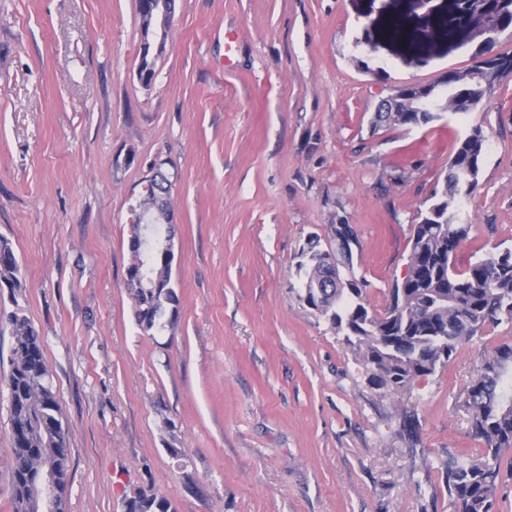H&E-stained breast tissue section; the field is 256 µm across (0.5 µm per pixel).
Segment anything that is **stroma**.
I'll use <instances>...</instances> for the list:
<instances>
[{"label": "stroma", "mask_w": 512, "mask_h": 512, "mask_svg": "<svg viewBox=\"0 0 512 512\" xmlns=\"http://www.w3.org/2000/svg\"><path fill=\"white\" fill-rule=\"evenodd\" d=\"M414 0H176L154 78L137 0H0V237L68 429L66 512H449L442 462L481 452L464 388L512 325L488 327L407 392L372 387L300 298V254L356 233L384 312L458 137H487L455 264L512 248V77L467 117L372 129L379 101L473 50L391 41ZM232 65H225V58ZM172 182L173 325L145 329L127 285L134 212ZM0 326V512L11 508ZM128 503L131 507L127 512H175L167 498L158 497L144 489L137 490Z\"/></svg>", "instance_id": "obj_1"}]
</instances>
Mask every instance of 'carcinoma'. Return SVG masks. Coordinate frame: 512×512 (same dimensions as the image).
<instances>
[{
    "label": "carcinoma",
    "mask_w": 512,
    "mask_h": 512,
    "mask_svg": "<svg viewBox=\"0 0 512 512\" xmlns=\"http://www.w3.org/2000/svg\"><path fill=\"white\" fill-rule=\"evenodd\" d=\"M467 11H483L491 30L512 32V0H470ZM472 69L455 71L442 80L446 105L433 99L427 112H379L374 127L426 126L440 118L445 107L474 112L496 85H483ZM486 138L480 126L458 139L448 171L434 191V202L413 225L405 279L394 284L383 313L368 307L366 283L357 278L353 252L320 248L311 238L302 251L298 272L303 280L302 300L320 303L325 316L352 345L359 362L379 389H410L445 365L457 348L481 334L487 326L512 324V249L488 251L464 270L453 258L468 238L470 225L459 222L460 208L479 185ZM169 178L158 173L151 182V198L142 207L156 213L157 223L167 215ZM150 270L160 289L143 288L135 294L139 321L151 330L177 301L171 286V265L153 255ZM18 263L8 240L0 238V285L19 287ZM10 358L9 418L15 423L34 416L49 422L47 431L29 427L11 433L13 451L12 512H29L38 496V479L47 469L56 477L55 512H64L69 478L67 431L47 373L38 332L23 312L14 313ZM462 406L471 410V434L484 441L479 458L448 454L444 463L448 505L452 512H496L497 490L503 478V458L512 454V345L496 349L481 372L463 390ZM128 512H175L171 502L144 489L129 499Z\"/></svg>",
    "instance_id": "cac0c4a2"
}]
</instances>
